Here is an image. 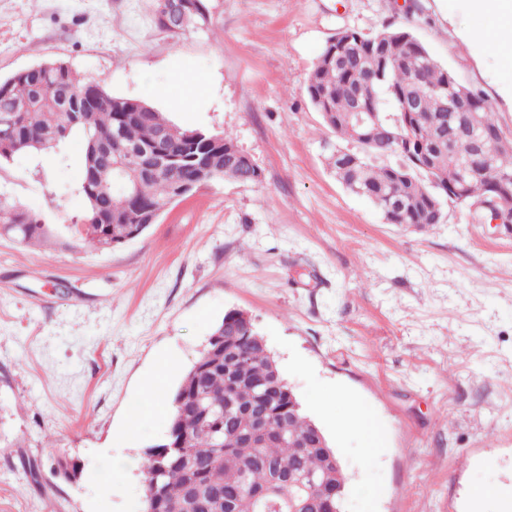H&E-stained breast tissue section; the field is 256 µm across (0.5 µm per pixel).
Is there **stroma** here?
Wrapping results in <instances>:
<instances>
[{"label": "stroma", "instance_id": "obj_1", "mask_svg": "<svg viewBox=\"0 0 512 512\" xmlns=\"http://www.w3.org/2000/svg\"><path fill=\"white\" fill-rule=\"evenodd\" d=\"M212 25L177 37L153 0H0V79L62 59L108 92L179 126L233 138L261 173L172 202L109 250L79 235V138L0 163V200L48 230L0 237V512H144L141 470L169 418L127 426L160 362L176 389L224 313L251 317L335 448L343 512H470L473 491L512 488V231L389 224L327 165L337 138L307 78L338 31L409 29L484 93L512 139V68L468 39L491 28L468 0H211ZM208 78L191 112L163 87ZM371 410L377 454L342 427L344 396ZM77 463L66 478L57 460Z\"/></svg>", "mask_w": 512, "mask_h": 512}]
</instances>
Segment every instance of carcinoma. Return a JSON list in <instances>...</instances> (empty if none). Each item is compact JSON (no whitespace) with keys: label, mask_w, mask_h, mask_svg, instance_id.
<instances>
[{"label":"carcinoma","mask_w":512,"mask_h":512,"mask_svg":"<svg viewBox=\"0 0 512 512\" xmlns=\"http://www.w3.org/2000/svg\"><path fill=\"white\" fill-rule=\"evenodd\" d=\"M163 32L178 36L211 24V0H188ZM308 97L324 124L353 148L327 156L336 179L373 203L389 224H438L450 203L471 205L492 197L512 208V139L490 148L489 171L463 176L458 165L474 155L472 141L450 122V105L463 101L478 122L497 128L488 100L439 64L404 27L364 33L342 30L325 45L307 80ZM378 113L365 140L354 137L346 113ZM416 124L414 139L407 126ZM172 123L148 103L109 93L63 60L18 71L0 80V160L82 141L81 194L86 214L81 236L97 249L128 237L122 222L137 209L161 211L185 184L231 179L261 182L260 171L228 135ZM166 152L158 173L141 153ZM125 159L112 182L111 164ZM208 170L201 172L202 160ZM3 234L31 244L43 225L28 211L0 202ZM252 319L230 309L200 357L171 394L169 437L145 451V512H186L189 492L210 494L209 512H289L288 481L308 485V512H342L346 477L320 427L301 407ZM266 412V439L243 438L255 413Z\"/></svg>","instance_id":"cac0c4a2"}]
</instances>
